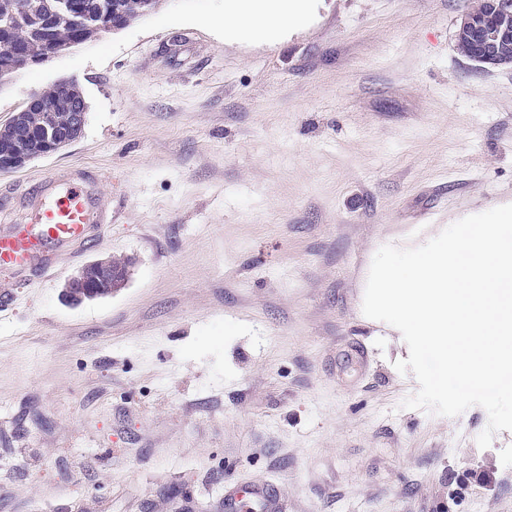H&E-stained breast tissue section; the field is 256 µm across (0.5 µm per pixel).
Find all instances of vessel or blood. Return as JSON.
I'll use <instances>...</instances> for the list:
<instances>
[{
  "mask_svg": "<svg viewBox=\"0 0 512 512\" xmlns=\"http://www.w3.org/2000/svg\"><path fill=\"white\" fill-rule=\"evenodd\" d=\"M101 175L81 172L67 178L50 173L29 197L22 221L0 226V270L17 275L32 266L50 270L57 250H80L92 240L111 215L100 204ZM245 504L248 512H276V503L265 487L233 486L227 506Z\"/></svg>",
  "mask_w": 512,
  "mask_h": 512,
  "instance_id": "obj_1",
  "label": "vessel or blood"
}]
</instances>
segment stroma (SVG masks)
<instances>
[{
	"mask_svg": "<svg viewBox=\"0 0 512 512\" xmlns=\"http://www.w3.org/2000/svg\"><path fill=\"white\" fill-rule=\"evenodd\" d=\"M226 0H163L0 82V126L75 80L82 135L0 172V220L49 171L111 175L112 222L52 277L0 272V512H512V431L401 408L409 349L362 312L383 245L512 203V66L455 48L468 0H301L271 41ZM130 260L112 296L62 297ZM98 260L99 261L93 260L86 263L75 275L79 276L81 279H99L101 283L109 288H104L99 283L85 282L77 278H70L68 283L69 288H65L64 296H67L72 290H75L74 288H79V291L83 295L100 293L103 288L105 296L100 298H104L126 287L128 279L127 271L129 268L128 260L114 258ZM244 503L247 510L254 512H275L274 498L263 486L238 487L230 486L227 495L229 510H235L238 504Z\"/></svg>",
	"mask_w": 512,
	"mask_h": 512,
	"instance_id": "35a3bbf8",
	"label": "stroma"
}]
</instances>
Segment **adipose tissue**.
Instances as JSON below:
<instances>
[{
  "label": "adipose tissue",
  "mask_w": 512,
  "mask_h": 512,
  "mask_svg": "<svg viewBox=\"0 0 512 512\" xmlns=\"http://www.w3.org/2000/svg\"><path fill=\"white\" fill-rule=\"evenodd\" d=\"M302 14L287 0H273L265 9H257L255 0H232L224 14V30L237 36L267 37L281 24L299 23Z\"/></svg>",
  "instance_id": "obj_1"
}]
</instances>
